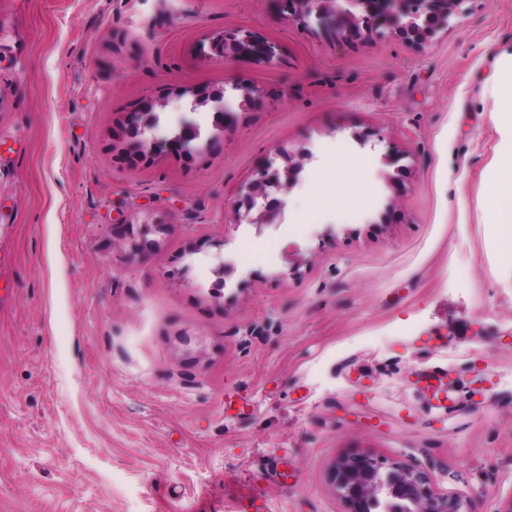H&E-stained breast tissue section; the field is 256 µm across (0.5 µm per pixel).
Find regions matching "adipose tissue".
<instances>
[{
  "label": "adipose tissue",
  "mask_w": 512,
  "mask_h": 512,
  "mask_svg": "<svg viewBox=\"0 0 512 512\" xmlns=\"http://www.w3.org/2000/svg\"><path fill=\"white\" fill-rule=\"evenodd\" d=\"M495 111L493 119L501 134L498 167L483 198V210L497 238L504 260L512 262V69L502 70L492 84ZM333 176L319 181L314 202L329 194L365 199L369 182L364 177L365 162L353 157L334 162Z\"/></svg>",
  "instance_id": "1"
}]
</instances>
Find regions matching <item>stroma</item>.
I'll list each match as a JSON object with an SVG mask.
<instances>
[{
  "instance_id": "35a3bbf8",
  "label": "stroma",
  "mask_w": 512,
  "mask_h": 512,
  "mask_svg": "<svg viewBox=\"0 0 512 512\" xmlns=\"http://www.w3.org/2000/svg\"><path fill=\"white\" fill-rule=\"evenodd\" d=\"M235 28L278 62L203 56ZM509 62L512 0H465L421 47L339 42L272 0H0V512H255L252 487L264 512H347L328 474L355 452L506 512L512 265L482 200ZM183 87L225 90L236 122ZM160 98L155 135L186 113L197 152L124 159L127 114ZM279 148L311 158L277 226L236 223ZM359 155L370 201L306 217ZM152 221L146 255L112 239Z\"/></svg>"
}]
</instances>
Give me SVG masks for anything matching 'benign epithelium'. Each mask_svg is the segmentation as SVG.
Wrapping results in <instances>:
<instances>
[{"label": "benign epithelium", "mask_w": 512, "mask_h": 512, "mask_svg": "<svg viewBox=\"0 0 512 512\" xmlns=\"http://www.w3.org/2000/svg\"><path fill=\"white\" fill-rule=\"evenodd\" d=\"M464 0H277L279 9L288 18L305 28L317 25L319 31L338 40L359 41L389 31L414 45H425L438 31L448 27V20ZM206 55L218 60L246 57L272 64L278 61V45L248 29H235L208 39ZM195 100H207L216 113L215 123L230 118L223 98L208 91L192 92ZM154 104L148 102L141 112H132L127 118L126 153L139 156L145 143L155 152L177 151L186 156L197 137V125L184 122L179 132L170 138L147 136L152 130L148 113ZM286 166L279 169L274 161L260 169L234 205L236 221L263 225L273 220L275 208L281 206L276 195L297 182L302 162L294 161V154H283ZM164 231L159 223L112 225V235L128 241L139 254L153 251L158 240L153 235ZM334 490L348 506V512H364L366 501L382 483H387L391 494L411 503L415 512H464L462 502L454 496L432 493L425 474L399 466L384 468L372 457L357 454L339 460L329 475Z\"/></svg>", "instance_id": "obj_1"}]
</instances>
